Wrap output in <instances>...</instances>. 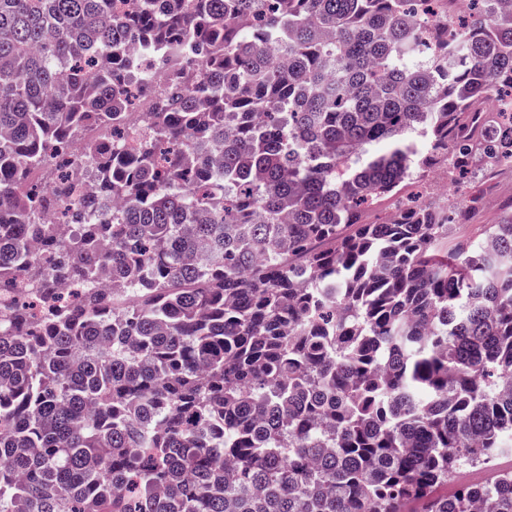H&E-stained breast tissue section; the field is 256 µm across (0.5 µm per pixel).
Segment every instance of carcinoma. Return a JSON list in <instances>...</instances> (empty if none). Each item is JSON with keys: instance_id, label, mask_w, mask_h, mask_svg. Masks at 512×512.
Instances as JSON below:
<instances>
[{"instance_id": "1", "label": "carcinoma", "mask_w": 512, "mask_h": 512, "mask_svg": "<svg viewBox=\"0 0 512 512\" xmlns=\"http://www.w3.org/2000/svg\"><path fill=\"white\" fill-rule=\"evenodd\" d=\"M434 1L0 0V512H512L434 495L512 451V221H362L512 165V0Z\"/></svg>"}]
</instances>
